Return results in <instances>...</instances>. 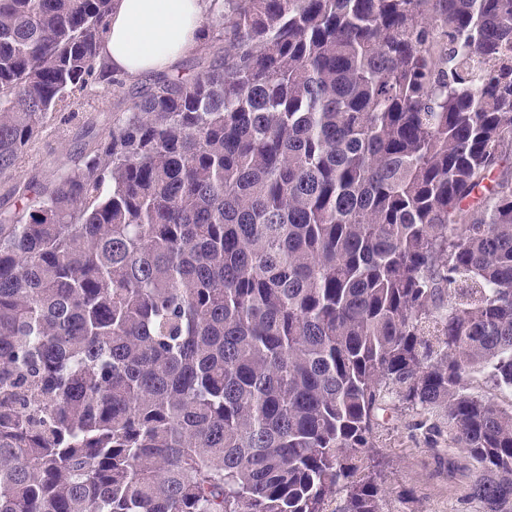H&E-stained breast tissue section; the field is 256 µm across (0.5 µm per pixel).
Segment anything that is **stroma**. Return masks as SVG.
<instances>
[{
    "mask_svg": "<svg viewBox=\"0 0 512 512\" xmlns=\"http://www.w3.org/2000/svg\"><path fill=\"white\" fill-rule=\"evenodd\" d=\"M122 89L99 85L71 97L27 148L17 174L48 181L72 165L83 148L86 128L104 136L112 121L127 109ZM424 414L391 406L379 431L384 456L383 478L388 512H476L468 499L465 472L448 464V439L428 445L418 423Z\"/></svg>",
    "mask_w": 512,
    "mask_h": 512,
    "instance_id": "1",
    "label": "stroma"
}]
</instances>
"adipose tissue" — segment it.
I'll return each instance as SVG.
<instances>
[{
  "instance_id": "obj_1",
  "label": "adipose tissue",
  "mask_w": 512,
  "mask_h": 512,
  "mask_svg": "<svg viewBox=\"0 0 512 512\" xmlns=\"http://www.w3.org/2000/svg\"><path fill=\"white\" fill-rule=\"evenodd\" d=\"M209 10L210 0H115L100 56L130 79L172 70L195 48Z\"/></svg>"
}]
</instances>
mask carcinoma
Returning a JSON list of instances; mask_svg holds the SVG:
<instances>
[{
    "mask_svg": "<svg viewBox=\"0 0 512 512\" xmlns=\"http://www.w3.org/2000/svg\"><path fill=\"white\" fill-rule=\"evenodd\" d=\"M114 0H0V178ZM190 78L0 208V512H384L395 399L512 512V0H212ZM470 392L478 393L493 398L504 409H511L512 392L509 390H499L492 381L482 374H474L470 381Z\"/></svg>",
    "mask_w": 512,
    "mask_h": 512,
    "instance_id": "obj_1",
    "label": "carcinoma"
}]
</instances>
